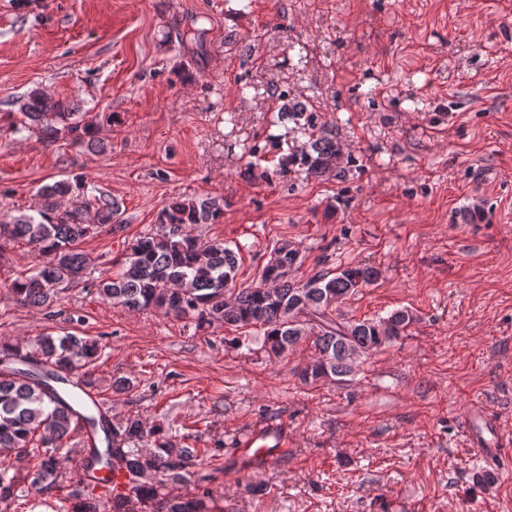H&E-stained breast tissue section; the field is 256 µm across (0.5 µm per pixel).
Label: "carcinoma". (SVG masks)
<instances>
[{"label": "carcinoma", "instance_id": "1", "mask_svg": "<svg viewBox=\"0 0 512 512\" xmlns=\"http://www.w3.org/2000/svg\"><path fill=\"white\" fill-rule=\"evenodd\" d=\"M277 96L281 115L316 126L307 105L286 90ZM19 114L23 128L48 140L69 136L90 151L104 149L97 124L42 91L21 101ZM341 158L336 136L323 129L311 150L292 163L317 177L332 172L340 177ZM38 196L35 213L0 221V251L22 242L38 253L42 261L8 290L23 306L49 307L64 291L84 285L87 260L81 244L119 218L111 199L84 191L78 178L44 185ZM223 214L224 208L208 198L165 204L156 230L135 240L119 270L98 281L99 295L116 307L192 317L201 328L220 323L256 329L274 357L308 339L316 357L299 373L305 383L350 375L353 353L381 348L414 321L406 309L375 320L332 317L337 303L378 279V270L347 266L298 282L290 272L299 251L286 241L274 246L257 286L231 287L235 252L222 241L204 242L193 234L197 225L215 224ZM101 350L97 340L68 330L41 334L25 346L0 340V453L20 462L0 468V506L6 512L23 489L42 495L57 489L66 491L67 512H215L206 490L174 497L167 492L170 483L191 481L201 449L182 446L163 425L137 415L114 422L102 407L80 398L81 386L91 383L87 368ZM83 433L87 444L79 451L80 475L70 485L57 448ZM119 470L126 473L124 492L105 500L91 493L90 487L108 482Z\"/></svg>", "mask_w": 512, "mask_h": 512}]
</instances>
